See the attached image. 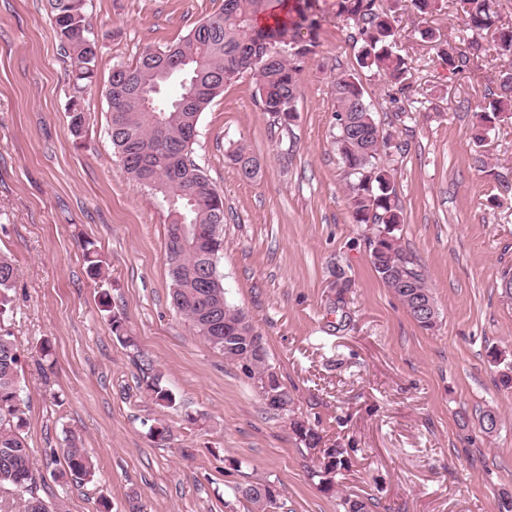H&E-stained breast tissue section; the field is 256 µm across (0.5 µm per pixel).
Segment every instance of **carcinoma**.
Masks as SVG:
<instances>
[{
    "label": "carcinoma",
    "instance_id": "1",
    "mask_svg": "<svg viewBox=\"0 0 512 512\" xmlns=\"http://www.w3.org/2000/svg\"><path fill=\"white\" fill-rule=\"evenodd\" d=\"M285 0H224L220 10L193 27L177 43L160 49L167 55V73L155 71L145 54L132 64H121L112 71L107 98L116 99L132 90H140L150 99V108L130 101L122 112L109 113V136L127 175L137 184L153 179L150 190L167 205L170 216L167 234V264L173 308L190 322L196 335L224 352V359L251 380L269 376L270 389L265 392V406L288 412L279 403L285 392L271 365L266 347L261 353L247 356L253 337L259 335L241 310L228 304L224 296L223 277L218 260L224 252V196L213 184L204 168L192 158V131L198 128L202 112L221 94L216 91L185 105L195 73L207 77L216 74L228 84L248 73L255 79L256 93L263 111L288 126L294 112L289 99L298 94L299 76L306 61L315 54V30L319 21L308 16L307 4L296 9V17L268 28L260 27L256 18L272 11L274 4ZM87 0H45L52 32L66 48L72 72L78 81L90 82L95 76L96 58L88 57L84 37ZM497 0H464L466 26L475 34L494 31L493 51L512 68V27L499 25ZM336 17L350 30L349 38L357 47L356 66L336 72L333 93L336 101L334 135L336 151L344 167L348 200L354 222L371 225L368 237L370 261L378 279L407 308L417 324L432 330L415 308L419 297L433 299L421 266L413 254L400 244L401 212L391 171L383 163V151L389 138L380 134L374 104L367 97L362 77L384 75L395 93L404 94L409 72L404 56L396 51V11H384L377 0H336ZM308 29V37L301 35ZM448 71L461 73L469 69L471 52L450 46L444 51ZM179 81L172 98L162 97L165 86ZM488 105L478 113L474 126L475 143L486 141L496 129L512 121V79L500 74L496 88L490 92ZM73 136L82 134L85 112L74 104L68 112ZM229 160L241 177L258 176V159L243 147L233 150ZM88 275H101L102 260L92 243L84 245ZM16 280L15 267L7 256H0V322L12 311L11 292ZM21 358L10 333L0 328V488L10 487L22 494L21 512H62L61 505L49 504L38 494L39 479L30 466L22 428L24 419L20 397ZM146 374V388L154 401L163 407L175 405V398L161 385L160 376L152 373L148 359L141 360ZM295 439L307 449L319 447L322 436L311 427L298 425ZM67 463L73 480L93 476L94 465L84 449L71 443ZM345 466V450L329 449L313 476L321 490L331 492L335 477ZM235 501L224 502L229 512H238L236 504L250 505L249 512H280L284 503L271 482H247L235 488ZM343 512H375L370 498L349 494L342 497Z\"/></svg>",
    "mask_w": 512,
    "mask_h": 512
}]
</instances>
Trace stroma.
<instances>
[{
    "label": "stroma",
    "instance_id": "stroma-1",
    "mask_svg": "<svg viewBox=\"0 0 512 512\" xmlns=\"http://www.w3.org/2000/svg\"><path fill=\"white\" fill-rule=\"evenodd\" d=\"M223 0H88L98 41L96 80L76 87L44 0H0V253L16 268L14 309L0 326L21 354V409L40 493L65 512H225L236 485L270 481L284 512H340L368 493L376 512H506L512 504V303L498 283L512 268V123L483 145L471 128L502 66L479 36L470 69L450 73L443 49L468 39L460 0L399 16L407 96L364 76L383 157L396 180L401 244L439 308L418 326L377 278L368 225L355 223L334 145L333 81L355 50L336 0H314L316 53L300 78L297 117L263 112L250 75L227 84L201 114L193 158L224 196L226 298L262 334L291 414L264 405L251 379L196 336L172 307L168 212L131 181L108 135L115 65L178 41ZM430 28L435 39L422 38ZM86 114L81 136L68 105ZM244 146L262 163L241 178L226 154ZM495 176H487L486 168ZM103 260L86 273L83 242ZM109 294L111 309L99 298ZM123 322L133 345L112 332ZM51 355L41 358L40 346ZM499 360H492V353ZM149 357L175 405L145 389ZM497 428L479 426L486 410ZM345 448L335 492L320 490L316 458L289 416ZM166 427L160 441L152 427ZM96 477L62 479L69 439Z\"/></svg>",
    "mask_w": 512,
    "mask_h": 512
}]
</instances>
